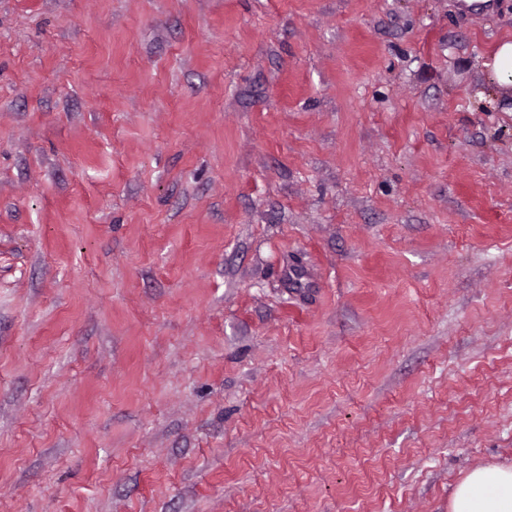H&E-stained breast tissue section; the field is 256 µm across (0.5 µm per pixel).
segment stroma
<instances>
[{
  "label": "stroma",
  "mask_w": 512,
  "mask_h": 512,
  "mask_svg": "<svg viewBox=\"0 0 512 512\" xmlns=\"http://www.w3.org/2000/svg\"><path fill=\"white\" fill-rule=\"evenodd\" d=\"M512 0H0V512H448L512 463ZM490 79L499 86L512 85V40L506 38L492 52Z\"/></svg>",
  "instance_id": "1"
}]
</instances>
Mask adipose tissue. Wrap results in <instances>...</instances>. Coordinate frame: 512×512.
Segmentation results:
<instances>
[{"label": "adipose tissue", "mask_w": 512, "mask_h": 512, "mask_svg": "<svg viewBox=\"0 0 512 512\" xmlns=\"http://www.w3.org/2000/svg\"><path fill=\"white\" fill-rule=\"evenodd\" d=\"M448 512H512V465L496 463L468 472L455 486Z\"/></svg>", "instance_id": "ef3b65f1"}]
</instances>
